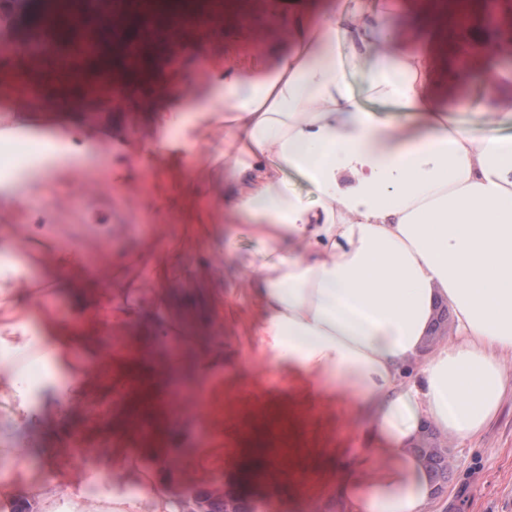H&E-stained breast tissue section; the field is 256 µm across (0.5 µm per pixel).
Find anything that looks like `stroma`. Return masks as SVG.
Wrapping results in <instances>:
<instances>
[{"label": "stroma", "mask_w": 512, "mask_h": 512, "mask_svg": "<svg viewBox=\"0 0 512 512\" xmlns=\"http://www.w3.org/2000/svg\"><path fill=\"white\" fill-rule=\"evenodd\" d=\"M280 2L242 0L220 17L223 37L194 36L180 48L178 64L153 48L154 68L168 81L160 98L134 109L117 100L99 116L48 109L23 121L13 98L0 93V115L24 132L0 138V179L25 183L18 195L0 196V230L13 240L9 263L0 264V345L12 351L20 372L34 362L22 325L48 346L75 329L88 337V344H71L58 378L81 385L77 410L37 395L45 421L61 424L68 435L74 477L99 460L95 439L104 429H111L113 447H151L134 425L141 412L168 421L162 441L174 495L230 490L254 501L271 493L265 477L242 479L224 466L234 449L255 443L246 393L259 374L298 421L297 450L279 459V467L311 469L314 494L318 478L334 470L331 460L307 451L340 444L335 411L289 397L276 367L250 355V283L233 257L255 245L244 224L224 235V105L215 96L216 72L232 59L269 63L286 45L288 14ZM429 2L381 0L405 48L418 47L416 17ZM201 100L210 101L209 116L179 131L167 151L153 153L164 137L155 110L187 109ZM448 110L469 122L476 137L512 136V84L489 105L479 85L466 81ZM88 129L97 133L94 164L54 171L40 160L43 137L64 138L75 150ZM136 364L171 382L172 403L137 395L117 402L115 390ZM419 442L447 449L453 460L436 512H506L512 504L511 399L478 441L459 442L437 430L423 432ZM203 451L206 460L184 467ZM20 467L45 485L54 512H77V501L56 488L51 467L30 456L0 457V482Z\"/></svg>", "instance_id": "obj_1"}]
</instances>
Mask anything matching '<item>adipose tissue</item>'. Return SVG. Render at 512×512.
Masks as SVG:
<instances>
[{"label":"adipose tissue","mask_w":512,"mask_h":512,"mask_svg":"<svg viewBox=\"0 0 512 512\" xmlns=\"http://www.w3.org/2000/svg\"><path fill=\"white\" fill-rule=\"evenodd\" d=\"M500 23L496 0H437L417 18L428 40L404 50L379 0H344L292 21L294 46L273 68L226 72L224 188L256 244L244 263L250 349L307 400L335 406L350 442L324 451L336 460L337 512H430L413 447L422 429L476 440L512 397V137L478 138L451 120L438 82L446 67L500 97L503 49L488 37ZM347 59L367 62L366 87L392 115L361 106L340 75ZM291 172L315 200L290 188ZM441 303L458 336L424 348ZM4 395L18 428L39 431L33 390L0 348ZM30 449L74 500L92 485L107 512H178L165 459L147 472L118 448L76 481L66 439ZM256 467L284 489L308 483L263 448L236 465ZM19 499L50 512L23 473L0 486V504Z\"/></svg>","instance_id":"adipose-tissue-1"}]
</instances>
